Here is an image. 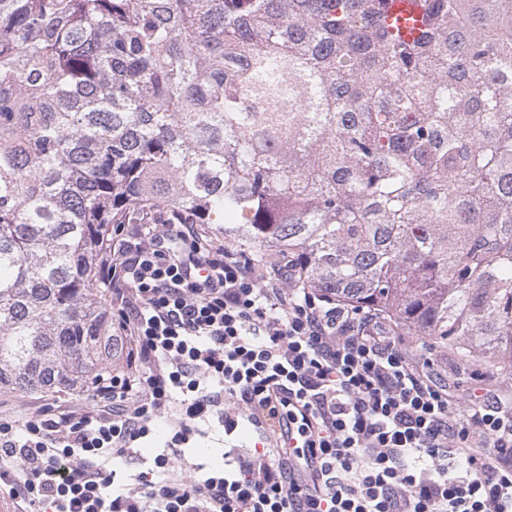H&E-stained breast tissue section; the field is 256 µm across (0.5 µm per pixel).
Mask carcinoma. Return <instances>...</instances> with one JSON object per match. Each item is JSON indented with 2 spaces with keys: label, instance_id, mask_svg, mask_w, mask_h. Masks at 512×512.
<instances>
[{
  "label": "carcinoma",
  "instance_id": "1",
  "mask_svg": "<svg viewBox=\"0 0 512 512\" xmlns=\"http://www.w3.org/2000/svg\"><path fill=\"white\" fill-rule=\"evenodd\" d=\"M0 0V391L123 355L114 224H215L301 288L512 368V0Z\"/></svg>",
  "mask_w": 512,
  "mask_h": 512
}]
</instances>
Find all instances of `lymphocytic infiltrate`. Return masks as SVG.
Segmentation results:
<instances>
[{
  "label": "lymphocytic infiltrate",
  "instance_id": "1",
  "mask_svg": "<svg viewBox=\"0 0 512 512\" xmlns=\"http://www.w3.org/2000/svg\"><path fill=\"white\" fill-rule=\"evenodd\" d=\"M121 371L73 402L0 417V485L44 512H512V403L453 396L378 314L269 276L193 224H147L98 268ZM169 435L115 487L111 463ZM219 423L258 445L177 463Z\"/></svg>",
  "mask_w": 512,
  "mask_h": 512
}]
</instances>
